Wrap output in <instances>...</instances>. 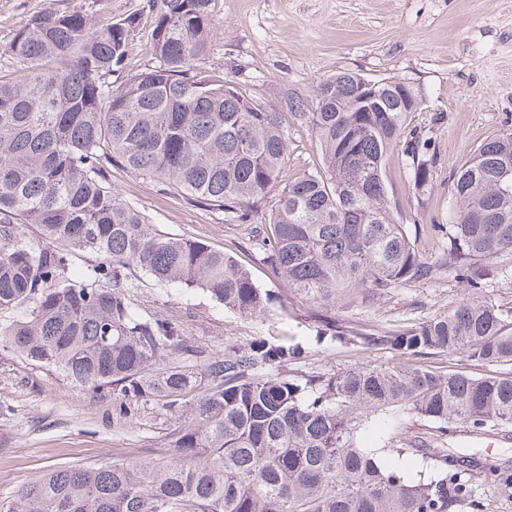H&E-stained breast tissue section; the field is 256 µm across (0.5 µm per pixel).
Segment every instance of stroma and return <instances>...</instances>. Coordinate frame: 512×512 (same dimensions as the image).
Masks as SVG:
<instances>
[{
  "mask_svg": "<svg viewBox=\"0 0 512 512\" xmlns=\"http://www.w3.org/2000/svg\"><path fill=\"white\" fill-rule=\"evenodd\" d=\"M78 3L0 0V77L21 76L7 53L19 29L36 14L64 12ZM212 30L204 70L280 112L292 174L322 164L311 125L294 111L299 106L314 111V91L323 81L355 72L374 81L401 79L420 92L422 106L408 123L430 140L434 164L427 190L415 192L403 147H394L386 159L389 194L410 231L447 223L449 185L458 168L489 137L512 129V0H217ZM112 181L158 228L230 253L260 288L288 307L284 319L273 312L244 317L202 292L165 288L145 276L134 295L138 312L180 322L213 353L258 336H288L307 349L288 367L289 374L303 378L330 376L357 364L398 362L396 352L385 347L316 342L319 305L269 276L248 244L249 225L225 223L222 214L185 204L120 169ZM417 245L435 267L431 282L338 304L337 318L401 330L447 315L467 290L444 266L438 237L419 238ZM178 426L157 400L130 402L76 386L50 368L0 349V499L56 466L161 459L169 454ZM445 446L512 468V439H479L461 431Z\"/></svg>",
  "mask_w": 512,
  "mask_h": 512,
  "instance_id": "1",
  "label": "stroma"
}]
</instances>
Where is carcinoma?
Listing matches in <instances>:
<instances>
[{
  "mask_svg": "<svg viewBox=\"0 0 512 512\" xmlns=\"http://www.w3.org/2000/svg\"><path fill=\"white\" fill-rule=\"evenodd\" d=\"M109 3L36 16L7 49L25 77L0 80V347L94 391L158 397L181 424L162 460L50 469L0 512H454L473 496L478 463L440 444L460 425L509 433L512 372L441 375L407 360L461 354L512 366V310L484 289V265L512 254V130L458 170L448 223L421 226L441 233L444 264L468 288L447 316L378 333L321 318L337 344L385 346L401 363L293 378L280 369L304 348L286 336L206 355L180 324L136 310L141 276L251 318L269 311L271 294L233 256L157 228L112 170L252 225L268 273L334 307L432 279L399 222L385 160L406 140L422 192L433 157L407 130L405 82L380 80L377 108L355 112L362 79L343 72L317 87L316 111L296 113L317 135L323 169L291 178L280 113L198 71L216 0H147L156 64L133 74L140 13L114 15ZM29 224L41 239L25 235ZM86 253L98 261L78 275ZM387 412L430 422L432 442L394 432L362 447L358 431ZM390 452L421 456L425 474L389 467Z\"/></svg>",
  "mask_w": 512,
  "mask_h": 512,
  "instance_id": "obj_1",
  "label": "carcinoma"
}]
</instances>
